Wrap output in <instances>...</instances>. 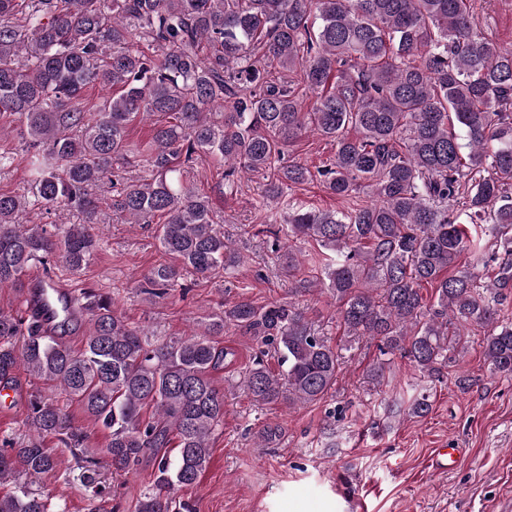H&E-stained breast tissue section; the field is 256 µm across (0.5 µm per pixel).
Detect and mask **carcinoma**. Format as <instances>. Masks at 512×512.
Returning a JSON list of instances; mask_svg holds the SVG:
<instances>
[{
    "label": "carcinoma",
    "instance_id": "cac0c4a2",
    "mask_svg": "<svg viewBox=\"0 0 512 512\" xmlns=\"http://www.w3.org/2000/svg\"><path fill=\"white\" fill-rule=\"evenodd\" d=\"M272 66L301 69L316 92L310 111ZM90 85L118 90L93 114L81 103ZM4 113L20 122L29 179L23 195L0 193V284L21 292L30 266L55 259L81 272L98 247L94 191L104 184L130 220L164 218L155 238L171 261L150 271L146 293L169 294L186 270L233 276L244 257L212 199L183 179L205 155L224 162L229 194L238 174L263 175L260 208L277 207L291 234L316 243L323 263L308 285L335 298L348 334L378 341L374 384H384L387 357L397 354L440 379L474 325L488 329L491 369L512 375V323L500 320L512 282V48L478 28L471 0H0ZM138 116L153 119L149 174L128 177L138 150L126 132ZM307 133L335 145L319 175L346 202L341 210L286 199L313 178L285 159ZM56 207L82 223L49 231L23 221ZM487 237L494 277L448 274L461 255H483ZM425 284L435 288L431 305ZM75 300L56 336L0 311V383L13 387L23 367L55 392L31 395L25 433L0 439V485L15 483L0 493V512H64L26 482L61 467L59 448L77 459L86 512H100L99 499L112 493L107 475L123 476L145 457L157 475L135 512H191L171 491L198 482L224 424L212 372L235 356L214 340L226 328L278 354L280 370L257 355L247 372L244 387L258 402L315 403L336 382L338 353L290 305L227 300L203 332L162 337L126 322L94 288ZM85 319L89 336L75 352L62 335ZM60 397L109 431L106 447H90ZM431 409L420 392L396 414L423 418Z\"/></svg>",
    "mask_w": 512,
    "mask_h": 512
}]
</instances>
